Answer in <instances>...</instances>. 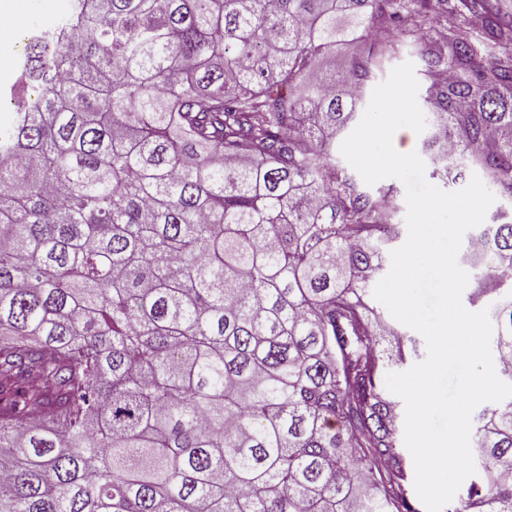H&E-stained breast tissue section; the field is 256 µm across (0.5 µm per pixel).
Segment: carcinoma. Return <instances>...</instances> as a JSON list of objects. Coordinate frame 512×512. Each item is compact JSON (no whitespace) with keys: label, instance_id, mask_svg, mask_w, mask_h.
I'll list each match as a JSON object with an SVG mask.
<instances>
[{"label":"carcinoma","instance_id":"cac0c4a2","mask_svg":"<svg viewBox=\"0 0 512 512\" xmlns=\"http://www.w3.org/2000/svg\"><path fill=\"white\" fill-rule=\"evenodd\" d=\"M444 0H70L0 121V512H419L369 305L395 227L332 144L399 41L435 172L512 197V17ZM341 77L323 60L369 40ZM512 383V221L470 236ZM448 512H512V397Z\"/></svg>","mask_w":512,"mask_h":512}]
</instances>
